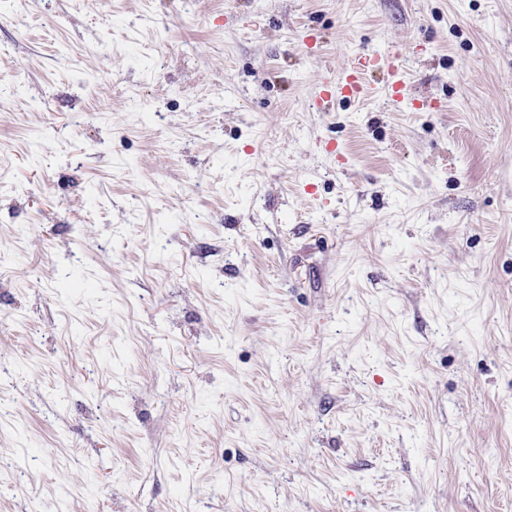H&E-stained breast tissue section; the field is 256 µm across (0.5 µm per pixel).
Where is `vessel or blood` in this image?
<instances>
[{"label": "vessel or blood", "instance_id": "obj_1", "mask_svg": "<svg viewBox=\"0 0 512 512\" xmlns=\"http://www.w3.org/2000/svg\"><path fill=\"white\" fill-rule=\"evenodd\" d=\"M383 70L387 73V88L392 101L402 102L409 95L405 60L401 53H369L359 57L354 65L340 75L324 76L321 88L312 100L314 109L329 111L340 99L361 101L371 96L375 88L367 80L368 72Z\"/></svg>", "mask_w": 512, "mask_h": 512}]
</instances>
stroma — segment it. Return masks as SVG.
Wrapping results in <instances>:
<instances>
[{
  "mask_svg": "<svg viewBox=\"0 0 512 512\" xmlns=\"http://www.w3.org/2000/svg\"><path fill=\"white\" fill-rule=\"evenodd\" d=\"M0 512H512V0H0ZM387 73L388 93L393 102L400 103L408 98L409 84L405 60L401 53H369L359 57L354 65L339 76L325 75L320 91L312 100V107L328 112L336 99L361 101L371 96L376 88L367 81V74L373 70Z\"/></svg>",
  "mask_w": 512,
  "mask_h": 512,
  "instance_id": "1",
  "label": "stroma"
}]
</instances>
